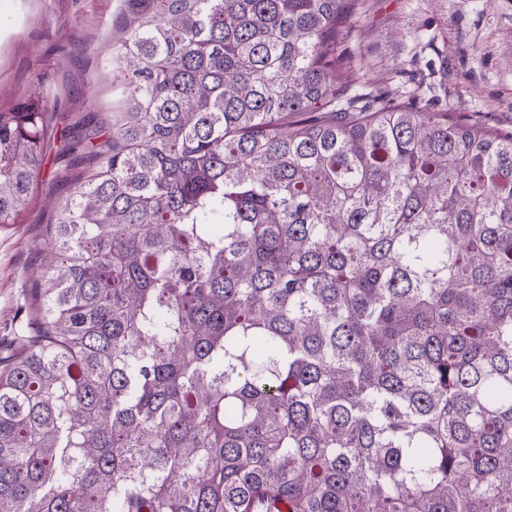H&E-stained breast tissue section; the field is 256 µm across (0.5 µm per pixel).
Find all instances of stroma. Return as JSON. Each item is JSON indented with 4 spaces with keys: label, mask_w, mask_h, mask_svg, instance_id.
<instances>
[{
    "label": "stroma",
    "mask_w": 512,
    "mask_h": 512,
    "mask_svg": "<svg viewBox=\"0 0 512 512\" xmlns=\"http://www.w3.org/2000/svg\"><path fill=\"white\" fill-rule=\"evenodd\" d=\"M334 56L344 99L380 91L449 118L512 132V0H348ZM124 0H0V107L40 88L57 134L14 223L0 224V373L36 319V281L54 207L85 181L61 130L85 112L111 124L124 88L111 63Z\"/></svg>",
    "instance_id": "1"
}]
</instances>
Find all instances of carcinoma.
<instances>
[{
  "instance_id": "obj_1",
  "label": "carcinoma",
  "mask_w": 512,
  "mask_h": 512,
  "mask_svg": "<svg viewBox=\"0 0 512 512\" xmlns=\"http://www.w3.org/2000/svg\"><path fill=\"white\" fill-rule=\"evenodd\" d=\"M129 5L0 512H512V132L336 108L345 0ZM52 133L0 109V224Z\"/></svg>"
}]
</instances>
